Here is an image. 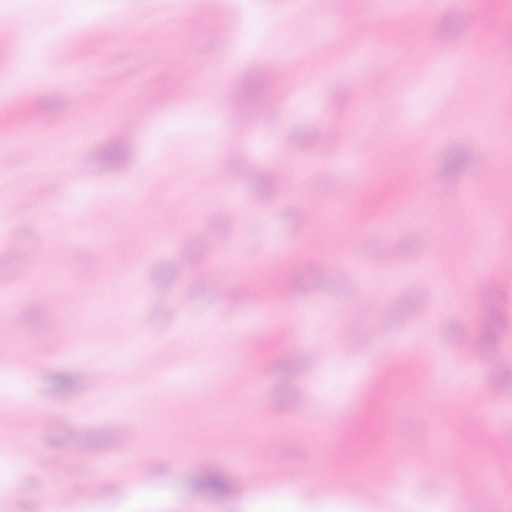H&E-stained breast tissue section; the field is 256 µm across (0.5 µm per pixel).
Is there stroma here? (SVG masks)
Listing matches in <instances>:
<instances>
[{
	"label": "stroma",
	"instance_id": "1",
	"mask_svg": "<svg viewBox=\"0 0 512 512\" xmlns=\"http://www.w3.org/2000/svg\"><path fill=\"white\" fill-rule=\"evenodd\" d=\"M104 2L81 14L75 0H0V24L29 23L0 39V198L28 200L0 208V431L22 432L32 458L0 468L14 487L0 512H246L287 477L307 499L403 512L362 476L422 465L459 471L466 512H512V283L491 271L512 256V149L482 134H512V0H116L112 16ZM487 28L507 65L493 77L461 68ZM410 69L425 79L405 85ZM228 73L234 88L211 101L203 86ZM356 80L372 93L355 96ZM288 160L301 176L287 191ZM120 186L149 204L114 209ZM244 201L257 210L226 222ZM56 225L76 242L63 258ZM115 242L135 274L108 288ZM36 255L31 292L16 272ZM258 258L263 276L242 291ZM99 297L108 310L87 319ZM207 329L240 367L206 369ZM95 372L110 390L90 389ZM133 417L167 430L130 444ZM133 452L146 464L119 484L112 469ZM75 453L87 467L61 468ZM246 455L265 484L249 482ZM88 482L94 499L71 503Z\"/></svg>",
	"mask_w": 512,
	"mask_h": 512
}]
</instances>
